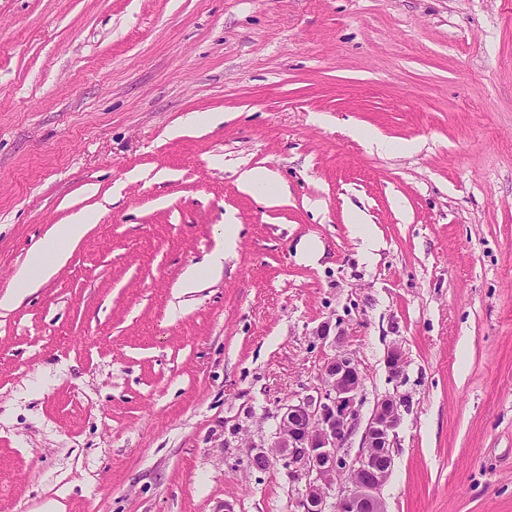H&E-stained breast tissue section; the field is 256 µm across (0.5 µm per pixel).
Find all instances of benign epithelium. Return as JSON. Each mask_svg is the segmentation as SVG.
Here are the masks:
<instances>
[{
    "mask_svg": "<svg viewBox=\"0 0 512 512\" xmlns=\"http://www.w3.org/2000/svg\"><path fill=\"white\" fill-rule=\"evenodd\" d=\"M391 380L404 372L401 348L388 349ZM364 376L348 352L324 357L320 384L313 392L277 405L272 440L247 445L251 468L266 470L279 462L294 482L291 512H386L380 496L393 466L392 445L406 399L388 394L361 414ZM361 434L360 451L347 448Z\"/></svg>",
    "mask_w": 512,
    "mask_h": 512,
    "instance_id": "1",
    "label": "benign epithelium"
}]
</instances>
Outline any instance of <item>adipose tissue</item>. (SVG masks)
I'll return each mask as SVG.
<instances>
[{
  "mask_svg": "<svg viewBox=\"0 0 512 512\" xmlns=\"http://www.w3.org/2000/svg\"><path fill=\"white\" fill-rule=\"evenodd\" d=\"M90 226L87 216L75 217L72 223L57 225L53 232L34 249L26 262V266L13 280L8 290L0 295V307L15 303L20 295L30 289L37 288L51 280L57 271L66 263L70 249L80 241ZM237 226L233 220H225L220 228L221 245L209 257L203 268L188 269L181 283L182 288L196 287L202 274L221 273L224 268L225 254L236 246Z\"/></svg>",
  "mask_w": 512,
  "mask_h": 512,
  "instance_id": "adipose-tissue-1",
  "label": "adipose tissue"
}]
</instances>
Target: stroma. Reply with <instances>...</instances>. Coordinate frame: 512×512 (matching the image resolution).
Here are the masks:
<instances>
[{"label": "stroma", "instance_id": "stroma-1", "mask_svg": "<svg viewBox=\"0 0 512 512\" xmlns=\"http://www.w3.org/2000/svg\"><path fill=\"white\" fill-rule=\"evenodd\" d=\"M81 213L0 308V512H289L246 444L324 324L408 400L387 512H512V0H0V294ZM238 187L249 194L266 193L274 195L276 192V179L272 172L264 168H251L242 170L239 174ZM90 225L86 215L75 217L71 224H58L30 253L25 268L17 274L13 285L0 297V307L12 305L20 295L51 280L66 263L71 247L83 238ZM237 225L231 219L224 218L220 227L219 239L221 246L217 248L203 265L209 275L219 274L224 269V255L233 251L236 246Z\"/></svg>", "mask_w": 512, "mask_h": 512}]
</instances>
